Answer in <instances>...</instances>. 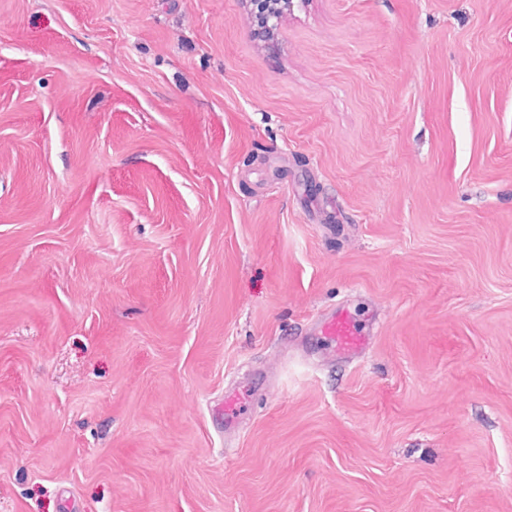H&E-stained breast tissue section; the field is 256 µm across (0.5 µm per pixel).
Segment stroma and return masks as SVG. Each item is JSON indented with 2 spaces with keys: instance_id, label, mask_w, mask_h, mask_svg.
<instances>
[{
  "instance_id": "stroma-1",
  "label": "stroma",
  "mask_w": 512,
  "mask_h": 512,
  "mask_svg": "<svg viewBox=\"0 0 512 512\" xmlns=\"http://www.w3.org/2000/svg\"><path fill=\"white\" fill-rule=\"evenodd\" d=\"M0 512H512V0H0ZM294 0H245L250 13L264 32L270 33L277 29L285 10L294 7ZM286 6V8H285ZM320 334L327 343L326 352L333 358L349 359L359 356L372 342L370 333L363 331L345 309L324 321Z\"/></svg>"
}]
</instances>
